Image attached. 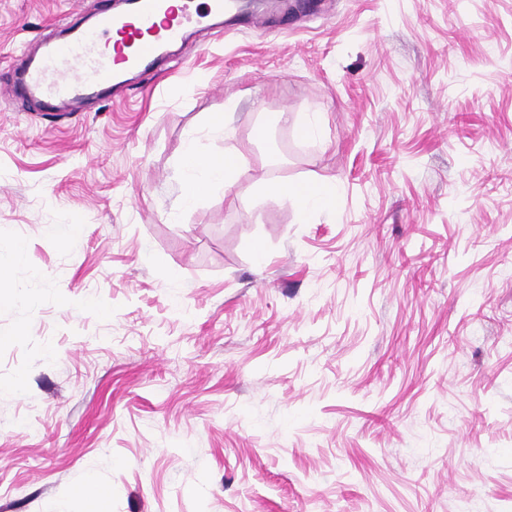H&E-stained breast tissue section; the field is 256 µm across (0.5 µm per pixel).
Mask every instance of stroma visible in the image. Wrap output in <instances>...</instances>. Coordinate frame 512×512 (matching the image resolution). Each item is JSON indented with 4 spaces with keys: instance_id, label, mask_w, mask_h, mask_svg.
<instances>
[{
    "instance_id": "obj_1",
    "label": "stroma",
    "mask_w": 512,
    "mask_h": 512,
    "mask_svg": "<svg viewBox=\"0 0 512 512\" xmlns=\"http://www.w3.org/2000/svg\"><path fill=\"white\" fill-rule=\"evenodd\" d=\"M104 4L0 0V87ZM234 15L117 101L0 95V512H512V0ZM190 138L247 164L180 209ZM271 192L291 196L300 207L302 217L307 219L319 212L331 211L336 203V188L319 182L274 185Z\"/></svg>"
}]
</instances>
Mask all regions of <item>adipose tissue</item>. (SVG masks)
Here are the masks:
<instances>
[{
  "instance_id": "1",
  "label": "adipose tissue",
  "mask_w": 512,
  "mask_h": 512,
  "mask_svg": "<svg viewBox=\"0 0 512 512\" xmlns=\"http://www.w3.org/2000/svg\"><path fill=\"white\" fill-rule=\"evenodd\" d=\"M245 163L242 153L229 150L218 155L200 153L195 143H187L182 158L181 192L179 207L191 206L208 189L220 185L231 188ZM262 193L273 192L292 197L300 208L302 217L311 218L317 213L332 210L336 203L333 186L309 182L306 184H261Z\"/></svg>"
}]
</instances>
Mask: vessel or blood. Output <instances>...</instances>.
<instances>
[{
    "instance_id": "obj_1",
    "label": "vessel or blood",
    "mask_w": 512,
    "mask_h": 512,
    "mask_svg": "<svg viewBox=\"0 0 512 512\" xmlns=\"http://www.w3.org/2000/svg\"><path fill=\"white\" fill-rule=\"evenodd\" d=\"M224 0H138L133 11L98 12L92 26L73 23L17 74L11 94L53 111L84 99L107 98L125 75L148 72L166 46L183 41L191 25L223 16Z\"/></svg>"
}]
</instances>
